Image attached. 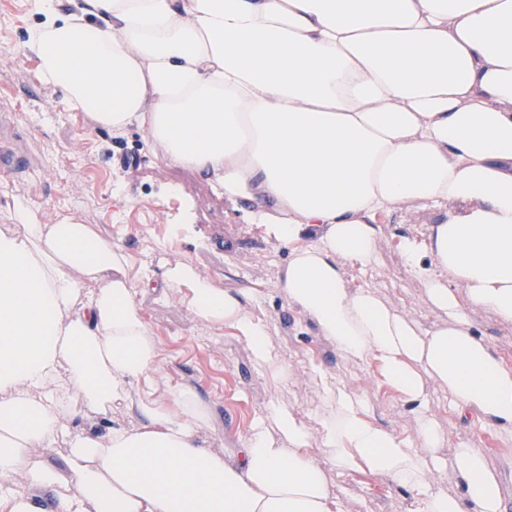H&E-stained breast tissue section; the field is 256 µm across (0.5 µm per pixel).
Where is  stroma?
Segmentation results:
<instances>
[{"mask_svg":"<svg viewBox=\"0 0 512 512\" xmlns=\"http://www.w3.org/2000/svg\"><path fill=\"white\" fill-rule=\"evenodd\" d=\"M33 22L29 0H0V149L29 158L21 171L0 172V213L19 205L42 219L75 211L122 249L127 277L161 348L155 387L161 394L175 383L197 391L209 409L201 441L233 454L275 401L318 430L326 382L357 391L376 423L399 432L412 428L414 408L378 365L342 358L307 318L289 309L280 277L291 244L270 236L264 225L244 223L206 176L157 162L144 133L118 135L70 111L63 91L40 78L25 48ZM437 218V209L418 205L384 217L377 266H346L351 287L375 288L421 326L442 323L444 314L428 303L420 278L400 256L402 239L421 237ZM178 262L231 294L251 295L250 311L267 326L271 347L288 367L287 379L276 380L259 366L233 329L200 319L186 289L164 287L165 270ZM138 395L137 388H127L124 400L101 413L88 409L77 392L65 393L62 421L104 433L112 418H126L127 404ZM427 413L444 433L438 450L443 459L458 448L485 449L512 512V437L459 419L440 387L431 389ZM329 479L348 512H408L411 506L410 492L378 475L333 472Z\"/></svg>","mask_w":512,"mask_h":512,"instance_id":"stroma-1","label":"stroma"}]
</instances>
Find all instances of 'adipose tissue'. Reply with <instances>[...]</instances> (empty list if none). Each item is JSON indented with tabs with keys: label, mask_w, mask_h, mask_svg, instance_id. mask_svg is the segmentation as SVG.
<instances>
[{
	"label": "adipose tissue",
	"mask_w": 512,
	"mask_h": 512,
	"mask_svg": "<svg viewBox=\"0 0 512 512\" xmlns=\"http://www.w3.org/2000/svg\"><path fill=\"white\" fill-rule=\"evenodd\" d=\"M30 12L26 48L70 109L145 133L161 161L206 174L291 242L289 306L341 357L378 363L417 415L399 434L330 386L318 432L274 404L224 458L199 439L195 390L156 392L159 347L121 248L75 215L45 224L19 206L4 219L21 234L0 233V512H42L47 490L60 512H346L330 464L413 492L412 512H503L485 450L442 460L425 407L437 386L458 415L512 436V367L473 319L512 323V0H30ZM415 202L443 211L402 247L448 318L433 328L349 288L342 267L374 266L379 215ZM166 283L287 379L247 295L180 263ZM131 386L134 425L100 436L62 422L66 389L98 408ZM448 466L458 488L433 479Z\"/></svg>",
	"instance_id": "ef3b65f1"
}]
</instances>
